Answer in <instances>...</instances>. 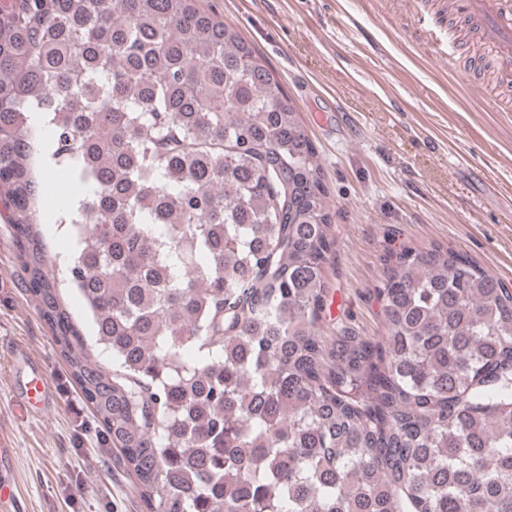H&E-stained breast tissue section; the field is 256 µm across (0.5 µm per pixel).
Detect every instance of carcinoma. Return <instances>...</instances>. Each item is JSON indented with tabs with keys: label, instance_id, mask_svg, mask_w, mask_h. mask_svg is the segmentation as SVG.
Returning <instances> with one entry per match:
<instances>
[{
	"label": "carcinoma",
	"instance_id": "carcinoma-1",
	"mask_svg": "<svg viewBox=\"0 0 512 512\" xmlns=\"http://www.w3.org/2000/svg\"><path fill=\"white\" fill-rule=\"evenodd\" d=\"M46 169L81 186L55 218L84 227L64 279L40 228ZM0 201L148 512H512V289L441 244L390 248L382 334L327 343L316 146L196 0L0 10Z\"/></svg>",
	"mask_w": 512,
	"mask_h": 512
}]
</instances>
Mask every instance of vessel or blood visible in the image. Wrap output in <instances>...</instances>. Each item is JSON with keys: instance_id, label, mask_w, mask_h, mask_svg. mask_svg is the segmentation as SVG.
<instances>
[{"instance_id": "obj_1", "label": "vessel or blood", "mask_w": 512, "mask_h": 512, "mask_svg": "<svg viewBox=\"0 0 512 512\" xmlns=\"http://www.w3.org/2000/svg\"><path fill=\"white\" fill-rule=\"evenodd\" d=\"M464 14L479 22L488 36L504 80L512 82V0H467ZM47 381L38 367H31L23 394L15 398L19 414L42 406L47 395Z\"/></svg>"}]
</instances>
